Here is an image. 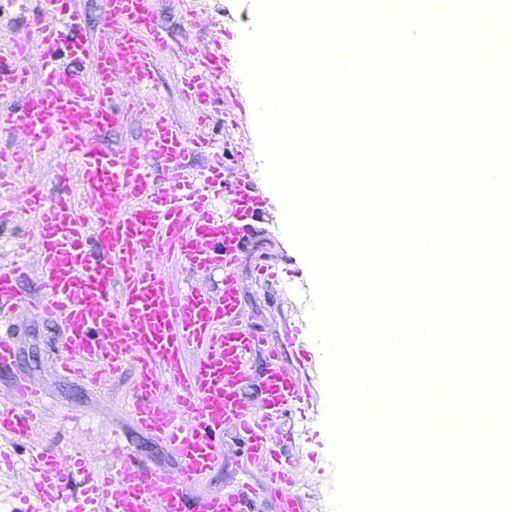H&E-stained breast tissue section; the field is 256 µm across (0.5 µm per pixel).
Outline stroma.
<instances>
[{"instance_id": "1", "label": "stroma", "mask_w": 512, "mask_h": 512, "mask_svg": "<svg viewBox=\"0 0 512 512\" xmlns=\"http://www.w3.org/2000/svg\"><path fill=\"white\" fill-rule=\"evenodd\" d=\"M157 9L161 23L179 25L190 34L204 27L230 32V40L224 43V110L230 114L232 123L214 130L213 137L223 143L227 164H234L237 156H245L253 182L266 188L253 101L240 72L238 53L243 32L255 18L251 0H194L187 12L174 0H160ZM183 68L177 58L163 64L160 101L176 118L187 123L192 109L179 92ZM258 263L287 265L292 274L278 283L258 281L251 274L253 265ZM237 276L247 322L258 324L272 337L282 335L293 324L310 329V310L314 304L312 276L283 231L282 208H275L254 224ZM12 339L18 349L17 361L14 366L0 368V398H8V383L15 374L28 378L49 422L50 431L42 449L47 458L74 448L88 460H101L104 443L115 434L120 438L123 454L149 458L156 466L177 473L178 463L168 449L138 429L124 408L122 398L130 387V378H118L108 387L90 389L75 377L57 372L59 328L36 317L25 319L14 329ZM305 343L313 358L303 378L304 387L312 394L311 407L302 415L286 414L280 425L290 436L287 454L298 462L294 493L306 500L310 512H332L335 471L332 441L324 425L327 394L323 352L313 338H306ZM259 480V474L248 465L243 448L230 433L224 438L223 461L205 477L202 488L232 491Z\"/></svg>"}]
</instances>
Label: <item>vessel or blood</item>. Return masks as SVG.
<instances>
[{"label":"vessel or blood","mask_w":512,"mask_h":512,"mask_svg":"<svg viewBox=\"0 0 512 512\" xmlns=\"http://www.w3.org/2000/svg\"><path fill=\"white\" fill-rule=\"evenodd\" d=\"M157 4L103 0L90 25L78 0H0V16L19 22L17 34L0 40V197L16 190L33 155L55 152L51 183L28 181L22 210L0 208V229L13 230L9 257L0 259V327L13 326L23 308L60 323L58 368L86 385L133 373L129 413L179 470L127 455L108 472L68 455L16 457L40 429L22 375L11 380V399H0V432L12 442L0 462L23 472L17 494L36 501V512H72L81 498L90 512H263L268 500L276 512H307L277 449L288 435L268 419L302 401L299 371L309 354L299 329L271 342L243 322L235 274L252 224L273 203L245 166L227 167L223 147L190 138L152 94L159 62L179 55L182 94L199 127L223 124L224 34L190 38L164 28ZM136 112L138 135L111 146L108 134ZM204 151L209 165L191 168L189 157ZM219 197L229 219L213 214ZM32 254L44 288L26 292ZM217 272L221 289L203 287ZM256 354L259 371L250 362ZM229 430L260 473L258 487L195 493Z\"/></svg>","instance_id":"b4317fda"}]
</instances>
